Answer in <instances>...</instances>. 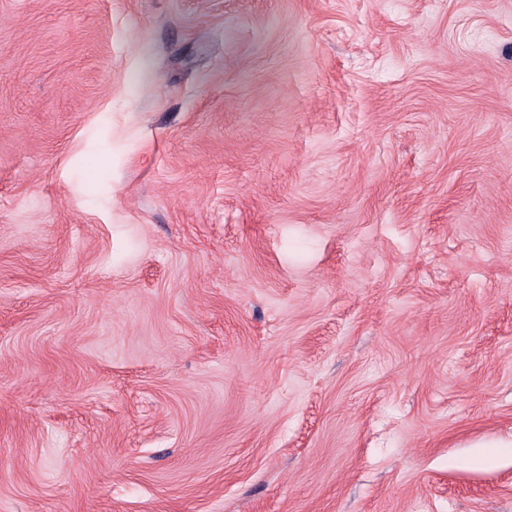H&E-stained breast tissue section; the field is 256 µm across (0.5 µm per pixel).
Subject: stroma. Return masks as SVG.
I'll return each instance as SVG.
<instances>
[{
  "label": "stroma",
  "mask_w": 512,
  "mask_h": 512,
  "mask_svg": "<svg viewBox=\"0 0 512 512\" xmlns=\"http://www.w3.org/2000/svg\"><path fill=\"white\" fill-rule=\"evenodd\" d=\"M0 512H512V0H0Z\"/></svg>",
  "instance_id": "1"
}]
</instances>
